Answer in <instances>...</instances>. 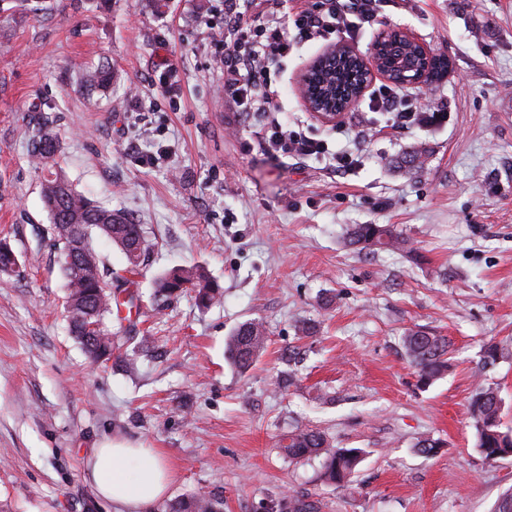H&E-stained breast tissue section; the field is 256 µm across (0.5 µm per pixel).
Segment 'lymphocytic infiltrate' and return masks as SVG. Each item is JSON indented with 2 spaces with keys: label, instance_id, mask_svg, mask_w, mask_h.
<instances>
[{
  "label": "lymphocytic infiltrate",
  "instance_id": "lymphocytic-infiltrate-1",
  "mask_svg": "<svg viewBox=\"0 0 512 512\" xmlns=\"http://www.w3.org/2000/svg\"><path fill=\"white\" fill-rule=\"evenodd\" d=\"M379 0H319L314 10L298 14L294 25L299 38L312 40L325 35L348 37L371 23ZM225 25L230 40L218 41L215 55L224 69V94L258 116L264 131L263 146L277 156H322L337 170L350 169L352 154L330 152L324 141L288 129L275 116L278 90L267 80L269 65L287 57L292 41L277 14L262 24L263 40H255L252 25L235 12H228ZM368 108L392 114L395 124L431 128L447 121L444 110L418 103L412 92L399 86L383 85L374 91Z\"/></svg>",
  "mask_w": 512,
  "mask_h": 512
}]
</instances>
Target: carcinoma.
<instances>
[{
    "mask_svg": "<svg viewBox=\"0 0 512 512\" xmlns=\"http://www.w3.org/2000/svg\"><path fill=\"white\" fill-rule=\"evenodd\" d=\"M357 66L349 61L337 68L328 67L312 74V93H329L338 103L352 94L357 81ZM112 79L108 65H99L86 72L84 86L92 91L106 87ZM60 150L55 130L48 124L39 127L33 136L31 161L38 169H45L54 161ZM42 201L50 213L53 224L57 225L56 239L66 250L69 244L68 225L82 229L84 268L78 273L65 274L68 300L76 302L95 313L94 320L99 329L96 336L87 335L84 325L70 323L71 332L82 344L93 362L112 356L115 344L110 342L112 332L107 322L112 317V299L121 293L122 287L136 285L132 277L148 261L152 244L143 224L137 223L130 215L120 210L106 209L75 190L69 180L60 172H49L41 186ZM114 244L124 260V271L128 277L124 282L112 285V270L101 268L99 254L91 245V230ZM350 244L372 250H406L408 241L401 238L390 225L357 224L347 232ZM156 292L173 295L191 290L200 308H209L221 301V285L200 268H173L161 273L156 281ZM268 332L263 322L251 319L237 326L225 343L224 355L227 361L241 372L248 371L265 350ZM403 345L415 366L418 382L426 387L441 378L449 369L450 342L423 328L411 329L403 336ZM502 401L491 387L479 382L475 385L470 403V412L476 429V448L489 462H495L504 454H512V431L500 429ZM284 454L291 460L305 459L326 453L323 477L326 481L344 485L351 481L362 461L358 448L329 449L328 440L316 429L295 430L284 438ZM170 512H221V503L205 494L195 495L187 500H178Z\"/></svg>",
    "mask_w": 512,
    "mask_h": 512,
    "instance_id": "1",
    "label": "carcinoma"
}]
</instances>
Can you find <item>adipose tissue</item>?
Returning a JSON list of instances; mask_svg holds the SVG:
<instances>
[{
    "label": "adipose tissue",
    "mask_w": 512,
    "mask_h": 512,
    "mask_svg": "<svg viewBox=\"0 0 512 512\" xmlns=\"http://www.w3.org/2000/svg\"><path fill=\"white\" fill-rule=\"evenodd\" d=\"M89 468L96 495L115 512H151L175 479L158 452L111 437L95 448Z\"/></svg>",
    "instance_id": "ef3b65f1"
}]
</instances>
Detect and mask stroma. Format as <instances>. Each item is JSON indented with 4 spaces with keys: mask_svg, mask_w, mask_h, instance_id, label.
Segmentation results:
<instances>
[{
    "mask_svg": "<svg viewBox=\"0 0 512 512\" xmlns=\"http://www.w3.org/2000/svg\"><path fill=\"white\" fill-rule=\"evenodd\" d=\"M51 5L26 15L0 0V239L18 260L0 272V512H113L87 472L106 435L175 469L154 512L196 493L224 512H276L291 497L317 512H492L512 489V456L485 460L469 403L485 377L512 430V0H385L354 39L364 52L396 25L449 57L424 88L448 114L433 129L392 126L364 97L321 120L299 77L335 40L295 41L268 75L278 117L353 152L344 173L268 154L260 123L224 97L219 0ZM103 63L111 89L87 93L84 72ZM44 123L60 140L57 170L152 242L137 316L109 321L116 350L103 364L69 331L44 174L29 162ZM420 146L422 169L395 167ZM354 224L394 225L412 250L351 246ZM197 265L221 304L156 296L162 272ZM251 319L269 341L242 374L224 342ZM306 322L315 335H300ZM416 326L452 344V371L425 388L402 342ZM489 343L505 356L485 371ZM296 428L364 450L349 486L323 482L322 457H285L279 440ZM426 434L443 443L436 456L415 448Z\"/></svg>",
    "mask_w": 512,
    "mask_h": 512,
    "instance_id": "obj_1",
    "label": "stroma"
}]
</instances>
